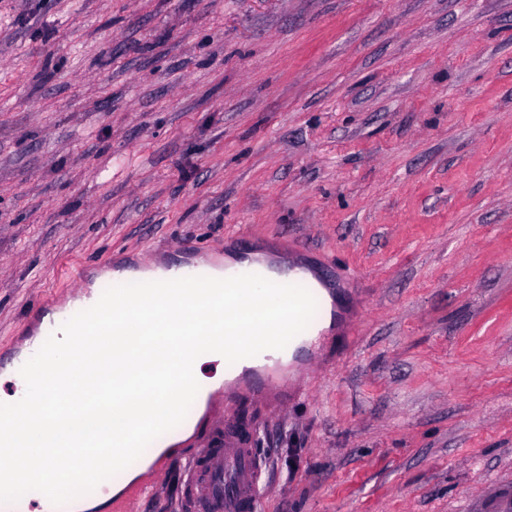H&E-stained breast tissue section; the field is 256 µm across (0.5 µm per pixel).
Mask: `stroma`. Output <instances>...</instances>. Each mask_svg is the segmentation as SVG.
Instances as JSON below:
<instances>
[{"label":"stroma","instance_id":"35a3bbf8","mask_svg":"<svg viewBox=\"0 0 512 512\" xmlns=\"http://www.w3.org/2000/svg\"><path fill=\"white\" fill-rule=\"evenodd\" d=\"M296 245L354 335L241 404L263 512H512V0H0V361L72 267ZM140 512H182L186 456Z\"/></svg>","mask_w":512,"mask_h":512}]
</instances>
